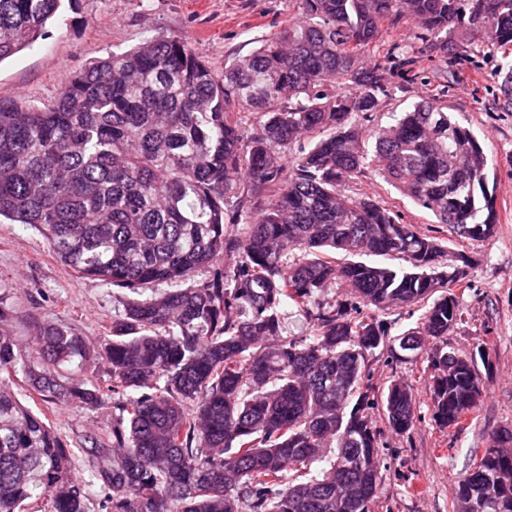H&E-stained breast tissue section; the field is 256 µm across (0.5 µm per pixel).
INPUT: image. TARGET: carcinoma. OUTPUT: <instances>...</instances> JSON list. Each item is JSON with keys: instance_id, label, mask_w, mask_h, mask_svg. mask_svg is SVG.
<instances>
[{"instance_id": "cac0c4a2", "label": "carcinoma", "mask_w": 512, "mask_h": 512, "mask_svg": "<svg viewBox=\"0 0 512 512\" xmlns=\"http://www.w3.org/2000/svg\"><path fill=\"white\" fill-rule=\"evenodd\" d=\"M299 2L298 21L222 75L161 34L71 74L51 105L0 100V217L78 277L128 291L95 345L38 321L19 344L0 292V512H90L93 495L99 512H372L371 410L396 434L416 418L411 383L373 386L374 350L413 353L440 429L479 406L485 354L456 353L448 335L469 287L454 246L497 228L489 156L433 96L366 122L386 75L413 81L425 57L512 46V0ZM60 6L0 0V61ZM406 21L415 43L375 54ZM369 172L438 226L350 190ZM249 192L266 196L255 212ZM402 310L418 317L393 341L379 317ZM292 314L307 324L298 336ZM76 359L104 361L108 379L61 375ZM20 383L47 405L110 402L112 425L75 450ZM450 496L460 512H512L511 428Z\"/></svg>"}]
</instances>
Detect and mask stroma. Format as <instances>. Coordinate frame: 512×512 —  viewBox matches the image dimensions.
I'll return each mask as SVG.
<instances>
[{
	"label": "stroma",
	"instance_id": "1",
	"mask_svg": "<svg viewBox=\"0 0 512 512\" xmlns=\"http://www.w3.org/2000/svg\"><path fill=\"white\" fill-rule=\"evenodd\" d=\"M298 16L297 0H67L42 37L0 61V99L35 105L54 101L73 72L159 34L187 38L220 72L225 59L250 55ZM502 62L498 49L474 56L465 66L444 57L423 62L425 84L392 89L371 119L375 125L386 123L391 113L427 92L440 93L449 111L484 142L499 214L494 238L457 245L468 260L470 287L463 296L464 320L448 342L461 353L485 352L480 372L486 392L464 428L439 429L428 386L413 374L411 363L382 347L374 352V384L411 381L419 414L409 432L383 434L381 504L375 512H454L451 485L488 447L494 430L512 427V98L499 90ZM353 190L419 229L434 221L381 176L369 175ZM0 290L16 306L17 334L23 340L32 333L30 318L36 317L95 343L123 300L121 290L77 277L38 232L5 218L0 220ZM48 416L58 434L74 444L85 430L111 421L112 411L60 404Z\"/></svg>",
	"mask_w": 512,
	"mask_h": 512
}]
</instances>
